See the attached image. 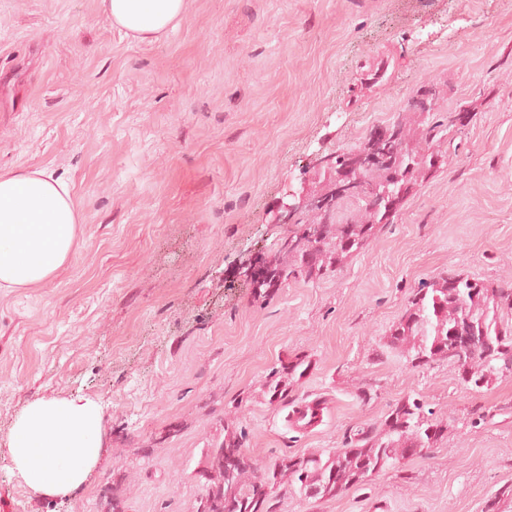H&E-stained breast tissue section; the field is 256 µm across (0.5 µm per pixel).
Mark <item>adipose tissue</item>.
Returning <instances> with one entry per match:
<instances>
[{
    "instance_id": "ef3b65f1",
    "label": "adipose tissue",
    "mask_w": 512,
    "mask_h": 512,
    "mask_svg": "<svg viewBox=\"0 0 512 512\" xmlns=\"http://www.w3.org/2000/svg\"><path fill=\"white\" fill-rule=\"evenodd\" d=\"M126 34L157 37L185 13V0H103ZM78 212L64 183L43 172L0 174V288H31L50 278L75 248ZM103 415L84 398L37 399L8 443L10 469L34 493L67 498L87 483L102 453Z\"/></svg>"
}]
</instances>
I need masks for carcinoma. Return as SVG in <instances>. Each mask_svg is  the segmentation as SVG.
Returning <instances> with one entry per match:
<instances>
[{"label": "carcinoma", "mask_w": 512, "mask_h": 512, "mask_svg": "<svg viewBox=\"0 0 512 512\" xmlns=\"http://www.w3.org/2000/svg\"><path fill=\"white\" fill-rule=\"evenodd\" d=\"M455 112L440 120L431 112L405 105L388 123L390 136L375 147L378 157L361 171L369 190L349 198L330 196L323 211L311 210L300 228L316 225L314 239L296 234L280 244V251L295 257L291 263L272 265L271 280L259 284L256 294L290 281L309 280L336 272L345 259L365 249L375 230L390 224L396 213H386L373 189L407 196L417 182L435 168L437 159L458 150L451 132L456 128ZM371 142L366 135L353 148L331 153L333 166L329 182L346 166L349 156ZM352 204L345 218L340 210ZM461 336L476 337L469 353L460 352ZM388 348L411 357L414 367L446 359L462 365L467 378L462 384L479 391L502 378L512 377V284L491 286L477 279L450 274L424 282L408 301L405 314L387 336ZM308 367L294 359L271 372L270 402H285L288 388ZM448 431V424L434 417L417 398L405 397L395 403L378 432L370 429L359 437L323 455L284 456L257 474L258 468L244 451L245 436L224 430V438L210 444L199 463L205 479L203 492L193 512H272L271 501L278 489L288 486L304 498L331 499L349 487L393 467L407 457L429 455ZM270 485L271 493L260 495L258 484Z\"/></svg>", "instance_id": "carcinoma-1"}]
</instances>
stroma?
<instances>
[{
  "mask_svg": "<svg viewBox=\"0 0 512 512\" xmlns=\"http://www.w3.org/2000/svg\"><path fill=\"white\" fill-rule=\"evenodd\" d=\"M429 81L441 112H470L456 155L339 271L255 297L243 272L280 260L279 204ZM18 169L67 184L80 222L53 276L0 288V512H100L109 487L125 512H192L225 429L261 467L343 447L408 396L448 421L428 457L333 499L280 488L273 512H512V377L471 391L385 345L422 283L512 280V0H186L146 41L102 0H0V171ZM77 395L103 412L99 464L36 495L8 438L33 400ZM315 400L321 422L294 423ZM302 359H294L289 361L288 365L281 367V370L271 372L270 380L268 381V394H270V402L284 403L288 399V388L298 375V379L304 376L308 370V365Z\"/></svg>",
  "mask_w": 512,
  "mask_h": 512,
  "instance_id": "stroma-1",
  "label": "stroma"
}]
</instances>
